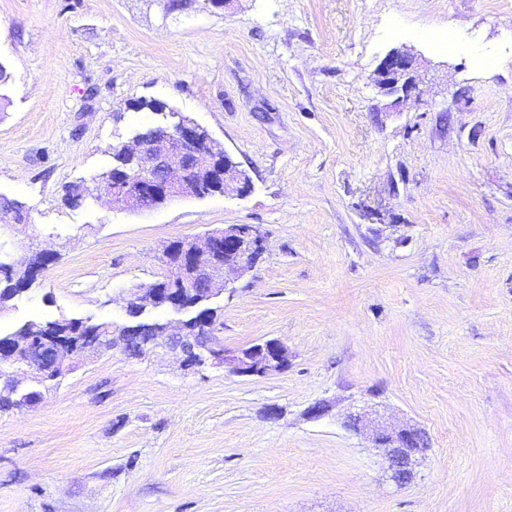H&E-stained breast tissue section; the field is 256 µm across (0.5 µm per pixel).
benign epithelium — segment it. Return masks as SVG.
Instances as JSON below:
<instances>
[{
  "label": "benign epithelium",
  "mask_w": 512,
  "mask_h": 512,
  "mask_svg": "<svg viewBox=\"0 0 512 512\" xmlns=\"http://www.w3.org/2000/svg\"><path fill=\"white\" fill-rule=\"evenodd\" d=\"M417 59L407 49L391 51L377 68L376 83L385 95L402 94L408 98L416 92L418 79ZM132 150L139 156L140 175L123 173L112 178L103 192L113 202H123L137 210L144 209L148 198L174 200L191 194L203 179H211L218 172L224 176V194L247 196L253 187L251 178L244 173L220 166L221 153L213 147V139L203 127L180 118L172 131L157 142H134ZM265 238L255 226L229 224L215 229L189 243L171 241L164 250L169 274L165 283L200 294L199 301L233 291L225 274L241 275L248 271L264 251ZM52 262L51 253H37L23 270L33 277ZM112 348V340L100 330L72 336L66 330H57L30 343L19 341L12 348L20 367L7 373L3 387L16 390L17 375L31 381L46 376V370L57 363L70 361L89 351ZM209 358L224 361L230 371L239 377H264L281 370L288 362V350L278 340L270 339L240 350L229 357L216 348L204 350L187 358L197 365ZM344 426L356 433L366 434L386 462V478L400 487L414 476L415 469L428 448L431 439L419 427L399 426L386 421L377 412L363 407L350 409Z\"/></svg>",
  "instance_id": "7a95c632"
}]
</instances>
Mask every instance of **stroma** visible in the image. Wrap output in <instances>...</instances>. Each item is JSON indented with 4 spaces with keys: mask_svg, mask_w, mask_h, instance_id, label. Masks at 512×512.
<instances>
[{
    "mask_svg": "<svg viewBox=\"0 0 512 512\" xmlns=\"http://www.w3.org/2000/svg\"><path fill=\"white\" fill-rule=\"evenodd\" d=\"M167 6L0 0V199L25 216L0 212V251L57 254L0 334L123 326L130 293L167 276L164 244L247 224L265 251L212 299L214 340L276 339L288 364L85 355L0 411V512H512V0ZM401 47L420 95L397 105L374 79ZM143 98L205 128L251 193L143 212L97 193L112 145L158 120ZM364 402L432 438L405 487L342 424ZM41 396V390L32 386L27 389L21 390L18 393H8L0 398V409L13 408V407H30L37 403Z\"/></svg>",
    "mask_w": 512,
    "mask_h": 512,
    "instance_id": "obj_1",
    "label": "stroma"
}]
</instances>
